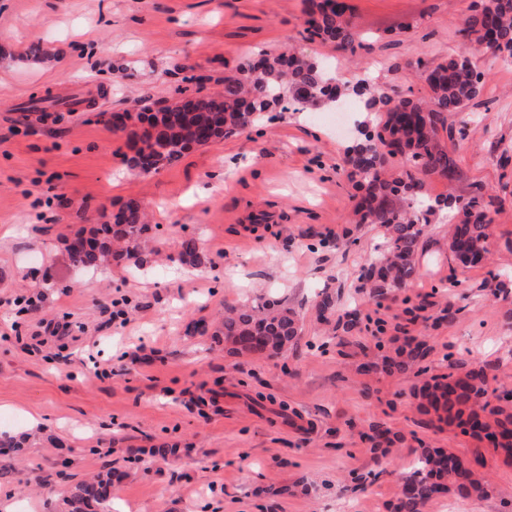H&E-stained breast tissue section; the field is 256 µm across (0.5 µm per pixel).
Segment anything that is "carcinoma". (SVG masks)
I'll return each instance as SVG.
<instances>
[{"instance_id":"1","label":"carcinoma","mask_w":512,"mask_h":512,"mask_svg":"<svg viewBox=\"0 0 512 512\" xmlns=\"http://www.w3.org/2000/svg\"><path fill=\"white\" fill-rule=\"evenodd\" d=\"M305 38L328 41L341 50H354L362 35L346 15L344 0H303ZM461 33L469 51L450 55L433 65H417L429 90L426 100L391 94L379 84L358 79L342 80L333 70L289 49L263 54L241 65L224 78L220 92L185 97L148 116L124 112L121 132L134 154L129 164L143 172L172 165L195 145L242 134L257 126L265 114L285 98L295 110L316 108L347 97L358 100L365 113L363 126H372L364 140L350 147L347 164L350 178L362 191L355 206L360 224H377L383 238L370 263L360 275L361 287L371 299L381 301L388 292L411 285L418 273V256L429 217L440 212L448 219L449 259L464 267L475 266L489 253V204L482 196L453 192L431 198L425 187L437 176L455 179L457 166L448 143L464 140L465 121L454 125L449 118L465 111L476 100L489 72L473 61L476 52L494 59H512V0H481L464 21ZM398 157L401 168L388 166ZM151 230L144 207L136 200L124 203L113 220L81 230L65 240L69 260L75 266L98 268L112 257H134L139 241ZM179 257L201 262L194 238L182 241ZM319 318L343 330L357 327L361 310L353 307L338 313L329 292L320 295ZM299 319L286 306L265 303L257 308L230 309L224 313V343L241 356H272L296 343ZM428 349L409 337L394 355L383 358L384 367L406 373L419 367ZM448 359V373L431 376L418 389L425 412L437 422L460 429L512 458V390H503L496 402L487 398L490 366L468 367ZM450 492L466 498L487 494L481 479L462 458L444 448H422L410 469L400 474V493L391 512H423L434 498ZM112 501V475L81 484L68 500L71 512H87L96 503Z\"/></svg>"}]
</instances>
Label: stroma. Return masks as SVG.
I'll return each instance as SVG.
<instances>
[{"label":"stroma","mask_w":512,"mask_h":512,"mask_svg":"<svg viewBox=\"0 0 512 512\" xmlns=\"http://www.w3.org/2000/svg\"><path fill=\"white\" fill-rule=\"evenodd\" d=\"M363 43L346 52L302 35V0H0V434L21 441L0 454V512H65L79 483L114 471L109 512H388L398 475L418 448H447L488 487L484 497L447 494L424 512H502L512 501V460L423 413L415 373L380 368L397 339L430 349V374L445 354L491 363L487 388L512 387V296L493 298L491 275L512 277V62L481 56L491 76L463 114L467 137L450 153L453 184L499 196L491 210L488 262H448L447 226L433 216L419 276L382 304L358 274L382 237L356 221L349 147L363 138L348 113L273 112L247 133L195 146L171 166L130 169L126 137L108 113L158 108L224 87L247 59L291 46L424 98L413 65L463 46L474 0H347ZM43 60L23 58L31 41ZM128 66L112 71L115 62ZM78 96L79 109L26 111L31 97ZM160 227L141 266L121 259L72 267L63 241L101 223L128 200ZM356 243L344 245V233ZM202 262L177 260L186 238ZM338 310L359 306L345 333L317 317L321 292ZM39 294L17 320L13 301ZM122 302L125 327L108 324ZM279 302L300 317L301 336L275 357L229 352L224 311ZM82 327L69 356L32 350L41 320ZM206 322L208 334L194 326ZM140 347L137 363L121 360ZM106 376H97V369ZM390 430L385 451L374 428ZM375 473L358 484L353 472Z\"/></svg>","instance_id":"35a3bbf8"}]
</instances>
